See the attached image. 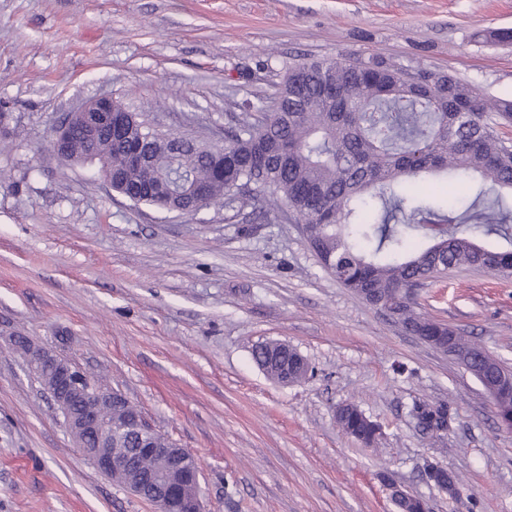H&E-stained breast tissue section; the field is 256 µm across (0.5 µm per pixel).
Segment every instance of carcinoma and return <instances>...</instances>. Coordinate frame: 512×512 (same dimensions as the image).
<instances>
[{"instance_id": "cac0c4a2", "label": "carcinoma", "mask_w": 512, "mask_h": 512, "mask_svg": "<svg viewBox=\"0 0 512 512\" xmlns=\"http://www.w3.org/2000/svg\"><path fill=\"white\" fill-rule=\"evenodd\" d=\"M509 123L512 100L480 95L445 71L410 72L381 56L307 61L288 70L273 108L224 132L222 145L152 132L139 118L122 133L102 127L92 136L76 122L63 162L95 163L126 197L160 210H191L197 185L207 207L236 201L249 185L264 188L311 228L308 242L338 283L389 301L405 333L433 347L448 338L466 353L474 376L494 389L497 418L511 429L512 367L417 312L410 293L452 268L512 269V145L497 131ZM147 138L155 158L130 161L136 142ZM437 174L471 182L462 206L438 200L427 183ZM417 228L430 231L428 243L410 240ZM473 229L506 246H485ZM252 359L272 376L293 363L268 342L255 346ZM416 409L422 434L448 429L442 408L420 401ZM336 420L366 447L381 437L354 403Z\"/></svg>"}]
</instances>
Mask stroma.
<instances>
[{"instance_id": "1", "label": "stroma", "mask_w": 512, "mask_h": 512, "mask_svg": "<svg viewBox=\"0 0 512 512\" xmlns=\"http://www.w3.org/2000/svg\"><path fill=\"white\" fill-rule=\"evenodd\" d=\"M512 0H0V512H156L82 456L13 333L121 391L201 469L205 512H395L392 476L432 512H512V432L480 382L322 267L262 192L196 215L136 204L49 149L112 96L157 130L224 141L302 61L382 56L512 98ZM418 309L512 364V277L462 267ZM285 342L313 374L252 361ZM447 406L423 437L413 401ZM357 404L383 435L336 421ZM455 473L451 496L427 483ZM336 420L346 434L354 437L366 447L376 445L381 437L379 424L371 420L354 403H348L344 412H336Z\"/></svg>"}]
</instances>
